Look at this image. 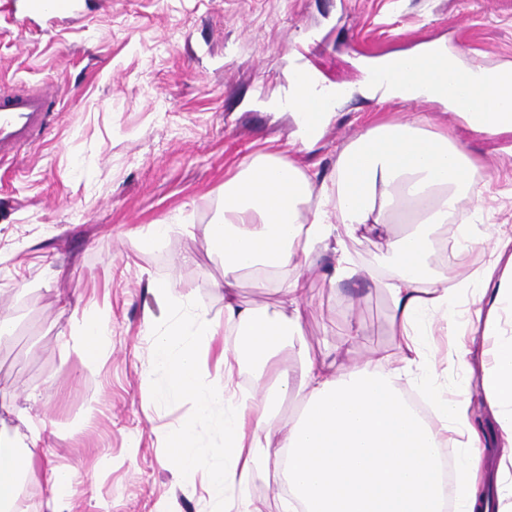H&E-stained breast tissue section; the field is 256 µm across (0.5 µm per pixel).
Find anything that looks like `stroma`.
<instances>
[{"mask_svg":"<svg viewBox=\"0 0 512 512\" xmlns=\"http://www.w3.org/2000/svg\"><path fill=\"white\" fill-rule=\"evenodd\" d=\"M77 19L41 35L0 30V82L48 84L55 124L0 165V430L42 429L47 467L73 469L71 512H210L180 484L161 432L193 411L190 398L143 407L152 359L145 322L165 307L146 286L175 284L224 319V262L207 240L224 182L261 154L293 161L332 185L338 158L380 120L424 118L448 129L483 166L479 224H512V131L491 137L438 104L358 94L364 59L442 41L470 62L512 64V0H86ZM305 64L352 89L315 142L295 143L288 73ZM176 230L156 245L139 233ZM348 248L364 278L339 288L312 278L301 304L311 356L335 345L344 316L361 327L353 357L394 352L389 303L370 273L384 248ZM104 312L108 350L88 367L75 330Z\"/></svg>","mask_w":512,"mask_h":512,"instance_id":"1","label":"stroma"}]
</instances>
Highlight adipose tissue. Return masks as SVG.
Wrapping results in <instances>:
<instances>
[{
	"instance_id": "adipose-tissue-1",
	"label": "adipose tissue",
	"mask_w": 512,
	"mask_h": 512,
	"mask_svg": "<svg viewBox=\"0 0 512 512\" xmlns=\"http://www.w3.org/2000/svg\"><path fill=\"white\" fill-rule=\"evenodd\" d=\"M376 69H412L404 85L377 82L381 100L431 101L456 112L476 131L512 130V65H465L444 45L393 53ZM336 196L309 209L312 179L293 162L260 156L224 183V211L209 228L224 258V322L191 308L173 284L150 282L167 307L151 321L152 360L142 378L144 400L192 398L188 423L169 431L163 446L178 479L194 485L206 470L205 494L222 512H267L248 488L265 478L279 488L278 512H512V225L449 223L461 201L485 206L474 189L478 161L447 131L422 121L383 123L347 146L338 159ZM404 227L393 232L392 218ZM447 227L460 252L489 251L487 264L464 276L432 269L433 228ZM385 242L376 282L390 302L397 359L343 362L338 349L323 359L306 353L299 308L310 276L338 286L359 278L347 249L360 233ZM333 257L321 264L322 255ZM283 290L294 311L284 318L238 303L241 281ZM233 331L220 351L225 373L210 376L204 355L221 330ZM448 343L444 361L455 370L442 394L430 348L433 332ZM297 357L299 367L288 363ZM251 367L252 390L235 384L234 364ZM165 383L154 387L155 374ZM415 387L434 407L430 421L409 401ZM480 390L500 438L488 450L471 423V393ZM300 397L298 412L277 423L281 398ZM220 418L224 445L206 448L201 431ZM457 450L452 489H445L441 450ZM41 432L25 438L0 432V512H29L26 481L43 479V512H69L75 473L38 472ZM496 467L487 470V454Z\"/></svg>"
}]
</instances>
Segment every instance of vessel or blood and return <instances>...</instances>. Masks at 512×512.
Listing matches in <instances>:
<instances>
[{"label":"vessel or blood","mask_w":512,"mask_h":512,"mask_svg":"<svg viewBox=\"0 0 512 512\" xmlns=\"http://www.w3.org/2000/svg\"><path fill=\"white\" fill-rule=\"evenodd\" d=\"M15 28L80 13L78 0H6ZM53 100L46 86L0 87V161L16 157L41 139L51 123Z\"/></svg>","instance_id":"1"}]
</instances>
